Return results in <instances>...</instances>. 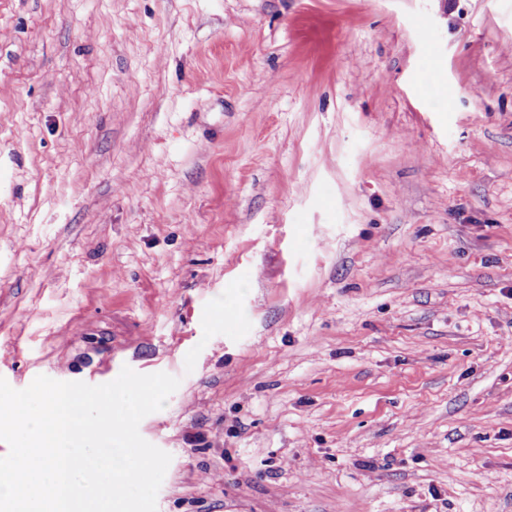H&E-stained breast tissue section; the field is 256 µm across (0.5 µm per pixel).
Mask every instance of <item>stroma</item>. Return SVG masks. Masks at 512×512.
Segmentation results:
<instances>
[{
  "instance_id": "stroma-1",
  "label": "stroma",
  "mask_w": 512,
  "mask_h": 512,
  "mask_svg": "<svg viewBox=\"0 0 512 512\" xmlns=\"http://www.w3.org/2000/svg\"><path fill=\"white\" fill-rule=\"evenodd\" d=\"M125 366L158 512H512V0H0V377Z\"/></svg>"
}]
</instances>
